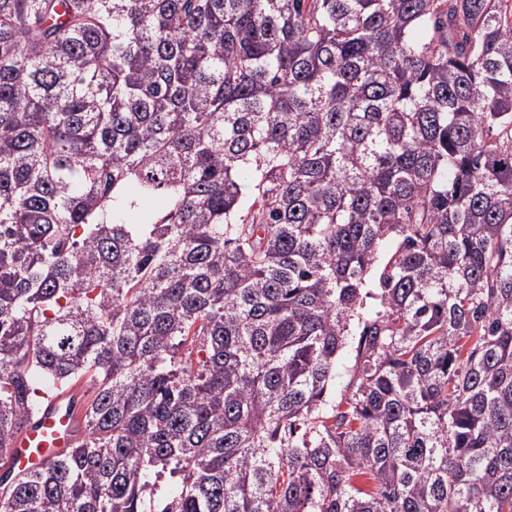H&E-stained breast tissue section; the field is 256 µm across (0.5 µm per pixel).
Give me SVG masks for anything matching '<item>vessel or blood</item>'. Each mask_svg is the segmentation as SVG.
Listing matches in <instances>:
<instances>
[{
	"label": "vessel or blood",
	"mask_w": 512,
	"mask_h": 512,
	"mask_svg": "<svg viewBox=\"0 0 512 512\" xmlns=\"http://www.w3.org/2000/svg\"><path fill=\"white\" fill-rule=\"evenodd\" d=\"M84 397L72 387L49 398L11 444L14 472L29 473L65 455L83 436Z\"/></svg>",
	"instance_id": "vessel-or-blood-1"
}]
</instances>
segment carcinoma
Segmentation results:
<instances>
[{"instance_id": "carcinoma-1", "label": "carcinoma", "mask_w": 512, "mask_h": 512, "mask_svg": "<svg viewBox=\"0 0 512 512\" xmlns=\"http://www.w3.org/2000/svg\"><path fill=\"white\" fill-rule=\"evenodd\" d=\"M1 469L0 512H512V0H0ZM355 351L353 348H347L337 359L336 362V383L331 390V397L339 399L340 394L344 390V386L348 381V370L354 361ZM84 405L78 387L49 398L12 441L10 458L14 474L39 470L74 448L83 437Z\"/></svg>"}]
</instances>
